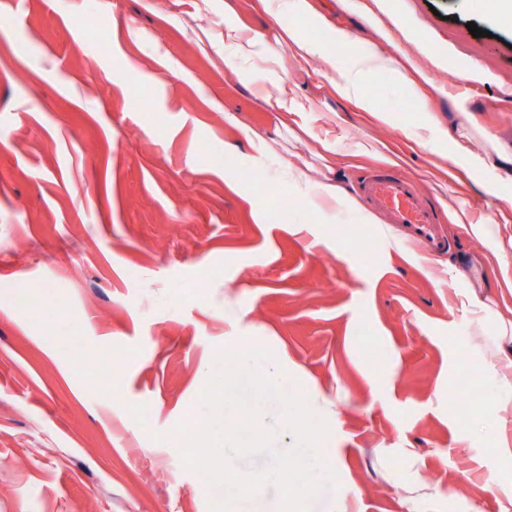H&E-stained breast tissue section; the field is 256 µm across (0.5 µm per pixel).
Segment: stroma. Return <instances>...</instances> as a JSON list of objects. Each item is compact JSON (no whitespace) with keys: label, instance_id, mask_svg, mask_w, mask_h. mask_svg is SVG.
<instances>
[{"label":"stroma","instance_id":"stroma-1","mask_svg":"<svg viewBox=\"0 0 512 512\" xmlns=\"http://www.w3.org/2000/svg\"><path fill=\"white\" fill-rule=\"evenodd\" d=\"M311 2L309 15L283 0H0V512H208L170 433L200 425L214 353L242 336L330 428L340 493L312 512H500L490 487L503 467L476 426L489 381L466 359L455 293L476 266L490 287L504 280L450 212L464 200L472 221H512V25L483 0H391L387 14L375 0L367 13ZM228 26L258 35L250 57H225ZM285 29L317 53L276 43ZM369 48L422 75L368 79L382 121L336 91ZM447 51L487 78L437 67ZM253 74L284 87L313 136L252 145L245 128L278 122ZM470 125L503 158L478 138L459 156ZM339 136L379 145L416 179L446 254L401 256L361 222L364 202L317 212L293 196L283 163L314 184L335 170L350 192L374 167L323 159L322 140ZM102 352L119 361L120 392L92 390L79 368ZM408 482L453 496L410 509Z\"/></svg>","mask_w":512,"mask_h":512}]
</instances>
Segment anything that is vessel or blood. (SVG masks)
Wrapping results in <instances>:
<instances>
[{"label":"vessel or blood","mask_w":512,"mask_h":512,"mask_svg":"<svg viewBox=\"0 0 512 512\" xmlns=\"http://www.w3.org/2000/svg\"><path fill=\"white\" fill-rule=\"evenodd\" d=\"M359 193L371 209L387 221L403 227L407 236L432 259L448 251V237L442 231L437 207L418 191L415 180L390 168H378L358 180Z\"/></svg>","instance_id":"1"}]
</instances>
